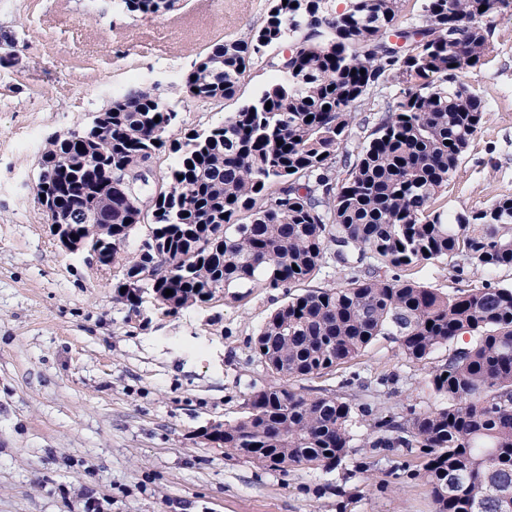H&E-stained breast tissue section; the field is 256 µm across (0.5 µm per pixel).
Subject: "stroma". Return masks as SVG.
I'll list each match as a JSON object with an SVG mask.
<instances>
[{
	"label": "stroma",
	"instance_id": "stroma-1",
	"mask_svg": "<svg viewBox=\"0 0 512 512\" xmlns=\"http://www.w3.org/2000/svg\"><path fill=\"white\" fill-rule=\"evenodd\" d=\"M269 7L175 0L146 17L119 0H0V44L19 56L0 65V512H74L89 496L101 512H435L416 452L355 448L329 471H283L209 442L206 429L241 418L270 381L252 345L282 292L170 314L147 294L132 316L111 272L57 245L36 200L48 136L87 127L116 94L147 88L167 102L177 141L237 111L272 80L266 60L217 105L190 97L184 78L215 44L248 39ZM487 24V61L460 77L487 107L438 202L452 213L512 197V16ZM412 277L445 293L483 279L440 264ZM429 367L381 338L303 386L336 391L357 374L358 405L403 415L435 404Z\"/></svg>",
	"mask_w": 512,
	"mask_h": 512
}]
</instances>
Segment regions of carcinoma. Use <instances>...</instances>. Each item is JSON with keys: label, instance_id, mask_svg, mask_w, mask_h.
<instances>
[{"label": "carcinoma", "instance_id": "1", "mask_svg": "<svg viewBox=\"0 0 512 512\" xmlns=\"http://www.w3.org/2000/svg\"><path fill=\"white\" fill-rule=\"evenodd\" d=\"M120 2L151 16L174 0ZM407 2L347 0L337 12L329 0H271L264 24L246 41L214 46L184 89L204 102L232 100L266 50L287 43L275 79L224 121L186 136L156 180L142 164L165 146L177 112L144 88L93 117L91 154L73 132L47 140L37 184L61 200L79 237L92 210L112 225L104 249L120 273L113 288L134 312L144 293L175 313L232 288L283 291L253 342L273 380L246 395L244 416L214 431L219 447L272 469L331 468L355 446L417 448L436 512H504L512 284L491 274L512 268V197L451 215L434 204L486 106L458 83L489 50L479 20L512 0H421L403 21ZM393 37L404 45L391 48ZM382 79L399 94L350 152L355 113ZM149 215L150 234L131 256L127 240ZM330 260L340 267L336 285L291 292ZM447 261L457 277L470 269L489 277L449 294L401 275ZM385 336L411 361L448 351L428 374L438 404L357 415L327 388L311 395L288 384L327 374Z\"/></svg>", "mask_w": 512, "mask_h": 512}]
</instances>
